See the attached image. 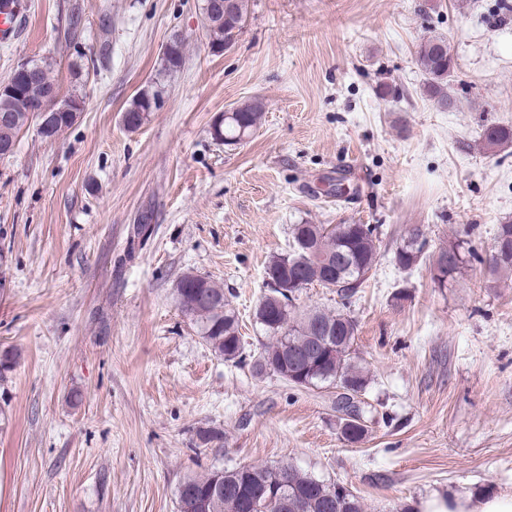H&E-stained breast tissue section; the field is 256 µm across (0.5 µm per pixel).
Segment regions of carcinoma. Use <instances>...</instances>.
I'll return each mask as SVG.
<instances>
[{
    "mask_svg": "<svg viewBox=\"0 0 512 512\" xmlns=\"http://www.w3.org/2000/svg\"><path fill=\"white\" fill-rule=\"evenodd\" d=\"M234 22L217 23L209 28L210 44L221 45L237 39ZM82 33V19L73 13L63 30L64 41L77 43ZM438 36L424 37L417 44L416 62L425 75L423 94L437 109L454 106L448 94V82L455 70L454 60L439 53ZM187 44L179 34L171 36L164 58L170 70L179 68L185 58ZM34 86L20 97L0 94V113H16L17 122L0 124V148L15 149L19 133L24 129L23 112H46L53 116V125L46 133L53 141L74 123V117L61 111L64 105L75 108L79 98L73 94L65 99L42 93V87L55 85L48 64H30ZM162 90L143 91L132 103L131 112H153ZM264 103L259 99L240 105L221 128L226 145L238 144L251 137L261 126ZM484 148L492 150L512 143V125L494 123L482 129ZM293 251L273 256L266 275L273 282L268 293L256 304L254 318L267 337L260 350L252 356L255 375H276L303 388L326 385L348 393L362 395L369 385V372L358 360L354 349L355 321L341 311L311 309L296 311L288 297V283L296 276L307 285L331 286L343 299L361 287L375 266L380 246L379 226L374 224H295L292 227ZM495 243L500 245V259L485 260L491 274L512 275V220L497 227ZM426 245L419 227L409 231L406 240L395 252L396 263L409 269L419 263ZM448 264L433 281L447 287L448 281L462 273L465 258L460 245L445 247ZM181 313L200 329L211 350L226 362L243 361V342L239 317L215 280L197 276L184 287L176 286ZM341 434L350 443H358L366 435L363 414L341 418ZM215 471L187 478L179 487V512H364L360 498L342 484H326L291 464L278 466H243L224 470V492L216 505L209 504Z\"/></svg>",
    "mask_w": 512,
    "mask_h": 512,
    "instance_id": "cac0c4a2",
    "label": "carcinoma"
}]
</instances>
